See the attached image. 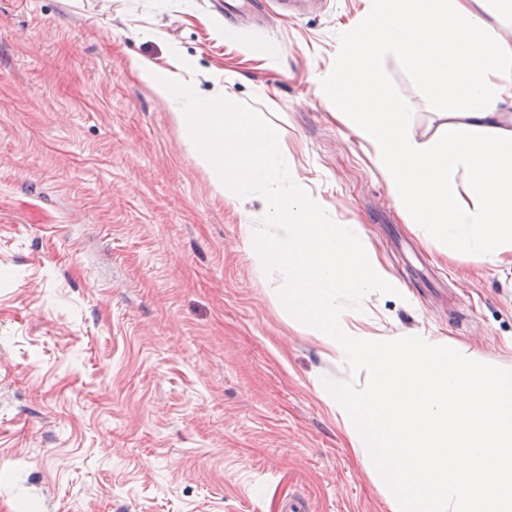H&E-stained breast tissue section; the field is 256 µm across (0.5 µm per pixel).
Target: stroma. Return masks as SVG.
Masks as SVG:
<instances>
[{
    "instance_id": "stroma-1",
    "label": "stroma",
    "mask_w": 512,
    "mask_h": 512,
    "mask_svg": "<svg viewBox=\"0 0 512 512\" xmlns=\"http://www.w3.org/2000/svg\"><path fill=\"white\" fill-rule=\"evenodd\" d=\"M364 0H278L227 27L210 0H0V512H390L311 378H349L255 270L168 107L131 70L177 56L284 131L338 224L362 225L406 299L376 325L512 367V266L451 260L401 216L319 81ZM412 134L447 111L385 58Z\"/></svg>"
}]
</instances>
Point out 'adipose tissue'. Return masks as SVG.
Segmentation results:
<instances>
[{"label": "adipose tissue", "mask_w": 512, "mask_h": 512, "mask_svg": "<svg viewBox=\"0 0 512 512\" xmlns=\"http://www.w3.org/2000/svg\"><path fill=\"white\" fill-rule=\"evenodd\" d=\"M366 3L322 99L369 145L414 231L445 254L512 264V0ZM388 57L451 103L428 139L381 80Z\"/></svg>", "instance_id": "ef3b65f1"}]
</instances>
